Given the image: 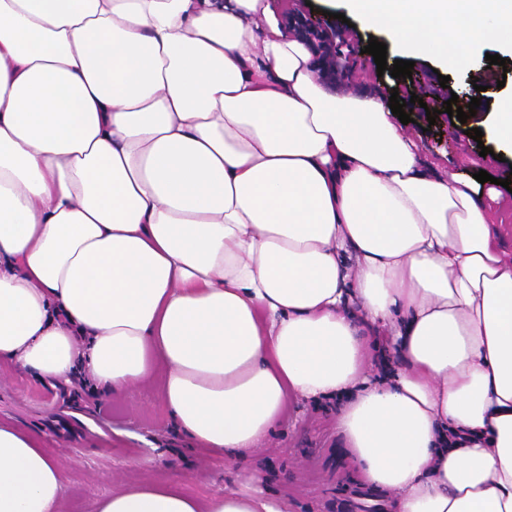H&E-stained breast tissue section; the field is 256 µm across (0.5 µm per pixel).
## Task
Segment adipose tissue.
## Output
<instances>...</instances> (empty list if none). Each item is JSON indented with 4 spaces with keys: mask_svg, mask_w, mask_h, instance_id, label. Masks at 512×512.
I'll return each mask as SVG.
<instances>
[{
    "mask_svg": "<svg viewBox=\"0 0 512 512\" xmlns=\"http://www.w3.org/2000/svg\"><path fill=\"white\" fill-rule=\"evenodd\" d=\"M391 49L512 51V0H341ZM276 0H0V358L155 382L201 447L243 457L290 396L397 512H512V200L422 162L381 96L318 78ZM401 365L363 385L365 332ZM65 475L0 423V512ZM94 512H281L145 480Z\"/></svg>",
    "mask_w": 512,
    "mask_h": 512,
    "instance_id": "ef3b65f1",
    "label": "adipose tissue"
}]
</instances>
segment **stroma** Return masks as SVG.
Returning a JSON list of instances; mask_svg holds the SVG:
<instances>
[{
    "label": "stroma",
    "mask_w": 512,
    "mask_h": 512,
    "mask_svg": "<svg viewBox=\"0 0 512 512\" xmlns=\"http://www.w3.org/2000/svg\"><path fill=\"white\" fill-rule=\"evenodd\" d=\"M369 38L359 27L348 30L341 46L351 70L344 92L359 97L395 92L410 102L412 121L406 129L415 136L422 160L446 158L449 171L459 175L484 170L499 179L512 177V164L479 154L480 147L493 145L486 129L495 99L512 92V64L486 61L498 47L473 46L469 68L451 72L447 87L414 104L417 81L436 83L439 61L416 60L408 79L381 76L373 56L363 51ZM475 80L484 87L481 104L466 123H454L444 103ZM430 108L439 111L432 123L426 117ZM472 128L483 129L481 141L470 138ZM338 408L335 398L292 401L275 432L233 462L198 447L169 417L157 386L138 385L107 397L87 374L57 383L0 359V421L34 434L65 469L62 512H93L98 498L146 479L178 482L191 494L211 497L239 489L252 474L262 495L287 503L289 512H394V494L368 486L349 457ZM147 457L152 467H138Z\"/></svg>",
    "instance_id": "1"
}]
</instances>
